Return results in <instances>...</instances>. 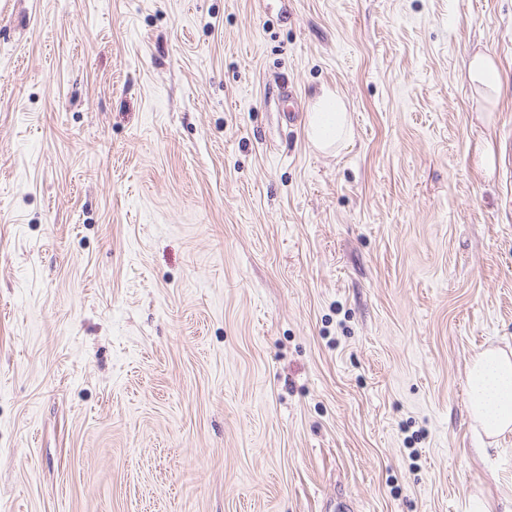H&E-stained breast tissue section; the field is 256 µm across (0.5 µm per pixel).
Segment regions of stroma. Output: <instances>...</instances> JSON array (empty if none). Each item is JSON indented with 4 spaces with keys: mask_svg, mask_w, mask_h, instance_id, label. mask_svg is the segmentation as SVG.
Instances as JSON below:
<instances>
[{
    "mask_svg": "<svg viewBox=\"0 0 512 512\" xmlns=\"http://www.w3.org/2000/svg\"><path fill=\"white\" fill-rule=\"evenodd\" d=\"M512 0H0V512H478L512 350ZM343 96L335 153L282 115ZM466 76L475 95L484 102L495 105L512 91L510 76L500 70L488 54H475L465 60ZM467 406L474 429L491 439L512 429V353L487 348L467 368Z\"/></svg>",
    "mask_w": 512,
    "mask_h": 512,
    "instance_id": "35a3bbf8",
    "label": "stroma"
}]
</instances>
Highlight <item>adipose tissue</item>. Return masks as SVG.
Instances as JSON below:
<instances>
[{
  "instance_id": "ef3b65f1",
  "label": "adipose tissue",
  "mask_w": 512,
  "mask_h": 512,
  "mask_svg": "<svg viewBox=\"0 0 512 512\" xmlns=\"http://www.w3.org/2000/svg\"><path fill=\"white\" fill-rule=\"evenodd\" d=\"M466 76L475 95L497 104L512 92V77L500 70L487 54L465 60ZM305 135L315 148L328 151L346 144L352 124L344 99L336 92L321 89L308 114ZM467 406L475 431L494 438L512 429V353L488 348L476 353L467 368Z\"/></svg>"
}]
</instances>
